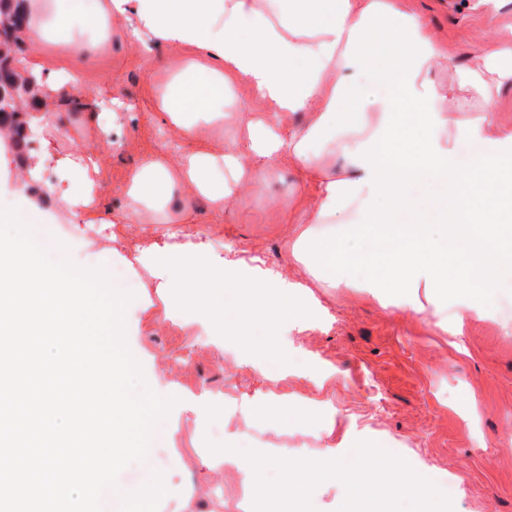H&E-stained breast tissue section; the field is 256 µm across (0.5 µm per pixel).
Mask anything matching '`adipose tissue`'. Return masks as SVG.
<instances>
[{"mask_svg": "<svg viewBox=\"0 0 512 512\" xmlns=\"http://www.w3.org/2000/svg\"><path fill=\"white\" fill-rule=\"evenodd\" d=\"M25 12L37 43L58 42L66 55L52 66L36 52L24 61L37 88L31 124L43 148L15 179L0 182V194L23 197L25 211L36 209L29 186L51 166L58 180L46 190L72 222L106 223L99 150L58 153L54 141L65 128L51 104L66 96L77 109L98 110L81 69L117 41L142 55L156 117L186 145L165 159L143 158L128 175L124 223H141L150 207L176 223L177 191L205 197L221 217L227 201L291 162L298 179L282 205L303 226L288 254L315 280L390 300L440 327L486 315L500 268L512 265V233L500 230L512 221V129L496 121L500 88L512 83V39L491 42L475 66L457 70L455 87L482 105L452 109L427 75L454 59L402 0H27ZM168 48L187 55L160 64L156 53ZM236 85L251 93L239 105L248 115L239 149L198 147L221 114L225 89ZM299 113L305 123L290 125ZM488 138L495 152L459 168L458 142ZM415 182L447 196L442 222L394 223L411 209ZM137 261L179 287L181 299L219 280L246 309L292 313L264 298L267 278H241L193 241L150 242Z\"/></svg>", "mask_w": 512, "mask_h": 512, "instance_id": "1", "label": "adipose tissue"}]
</instances>
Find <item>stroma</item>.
<instances>
[{
    "mask_svg": "<svg viewBox=\"0 0 512 512\" xmlns=\"http://www.w3.org/2000/svg\"><path fill=\"white\" fill-rule=\"evenodd\" d=\"M405 7L428 19L461 65L474 63L480 46L512 29V0L487 7L477 0H405ZM82 78L103 100L117 95L130 106L115 116L70 120L59 142L69 152L117 124L101 165V209L114 218L112 234L87 240L60 205L49 198L44 205L63 226L56 245L65 257L89 269L124 264L140 283L125 314L126 342L139 352L147 386L177 399L153 466L166 488L158 512H229L233 503L253 504L255 487L239 470L202 467L219 419L223 444L250 435L257 452L285 444L291 459L349 460L356 443L373 442L446 493L452 512H512V272L499 280L487 316L469 320L459 336L358 289L309 283L303 266L286 261L287 242L299 231L280 205L298 178L296 166L287 164L227 202L220 223L192 198L184 199L182 214L197 237L261 255L265 267L281 273L280 297L296 316L273 325L245 318L237 295L215 284L201 289L199 299L223 326L222 343L212 344L211 329L201 324L166 331L160 320L173 314L175 291L145 275L132 255L134 243L154 227L117 220L118 190L147 152L171 155L184 144L156 122L141 56L113 48L86 66ZM241 331L251 349L241 347ZM186 358L192 368L182 367ZM205 378L223 384L228 400L200 416L192 404ZM272 405L279 411L274 418L266 415Z\"/></svg>",
    "mask_w": 512,
    "mask_h": 512,
    "instance_id": "35a3bbf8",
    "label": "stroma"
}]
</instances>
